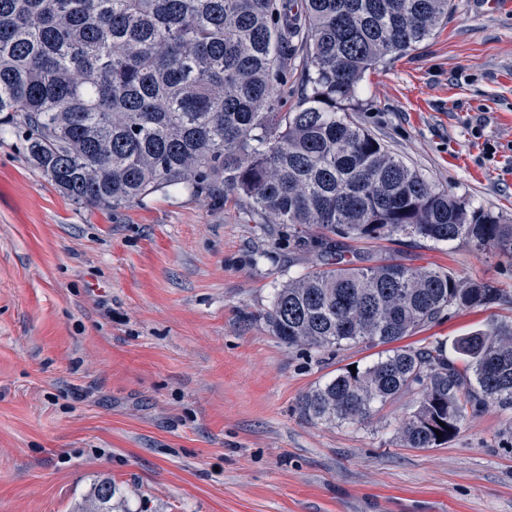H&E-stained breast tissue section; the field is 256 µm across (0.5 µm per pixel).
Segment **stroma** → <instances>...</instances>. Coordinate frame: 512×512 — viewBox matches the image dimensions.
<instances>
[{
	"instance_id": "1",
	"label": "stroma",
	"mask_w": 512,
	"mask_h": 512,
	"mask_svg": "<svg viewBox=\"0 0 512 512\" xmlns=\"http://www.w3.org/2000/svg\"><path fill=\"white\" fill-rule=\"evenodd\" d=\"M433 36L366 73L355 121L434 184L512 221V5L452 0ZM349 254L512 292V266L455 241L348 239ZM316 253L223 187L76 204L0 134V512H512V408L480 406L438 448H404L406 395L365 424L303 419V394L381 347H290L266 321ZM512 303L407 337L453 344ZM116 489L109 479L99 480L94 484L92 493L80 512H112V497Z\"/></svg>"
}]
</instances>
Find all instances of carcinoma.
I'll return each mask as SVG.
<instances>
[{"instance_id": "cac0c4a2", "label": "carcinoma", "mask_w": 512, "mask_h": 512, "mask_svg": "<svg viewBox=\"0 0 512 512\" xmlns=\"http://www.w3.org/2000/svg\"><path fill=\"white\" fill-rule=\"evenodd\" d=\"M451 0H0V125L28 162L86 207L219 182L259 224L317 249L320 266L275 289L282 343L390 345L451 310L509 299L495 283L432 266L348 259L343 240L394 235L493 249L512 265V224L475 210L392 155L350 113L366 71L415 49ZM306 72L283 112L288 54ZM442 344L386 350L300 398L314 423L362 424L402 394L406 448H437L469 410L512 407V321ZM443 433L437 437L436 431ZM94 484L80 512H112Z\"/></svg>"}]
</instances>
